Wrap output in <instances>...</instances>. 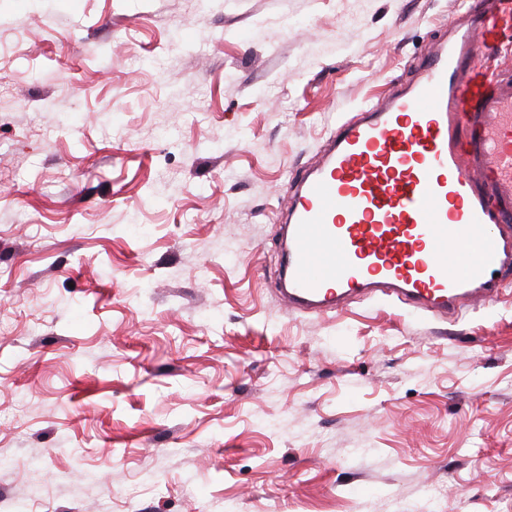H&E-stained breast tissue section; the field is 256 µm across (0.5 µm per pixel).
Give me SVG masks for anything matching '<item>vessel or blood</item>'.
<instances>
[{"mask_svg": "<svg viewBox=\"0 0 512 512\" xmlns=\"http://www.w3.org/2000/svg\"><path fill=\"white\" fill-rule=\"evenodd\" d=\"M504 3L470 0L477 26L450 29L419 78L337 124L286 205L290 308L381 294L453 316L497 298L512 274V68L484 62Z\"/></svg>", "mask_w": 512, "mask_h": 512, "instance_id": "vessel-or-blood-1", "label": "vessel or blood"}]
</instances>
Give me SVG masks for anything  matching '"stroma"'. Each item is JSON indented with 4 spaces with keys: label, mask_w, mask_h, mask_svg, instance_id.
I'll use <instances>...</instances> for the list:
<instances>
[{
    "label": "stroma",
    "mask_w": 512,
    "mask_h": 512,
    "mask_svg": "<svg viewBox=\"0 0 512 512\" xmlns=\"http://www.w3.org/2000/svg\"><path fill=\"white\" fill-rule=\"evenodd\" d=\"M460 0H0V497L512 512V287L289 309L277 216ZM437 493L427 500L424 489Z\"/></svg>",
    "instance_id": "1"
}]
</instances>
